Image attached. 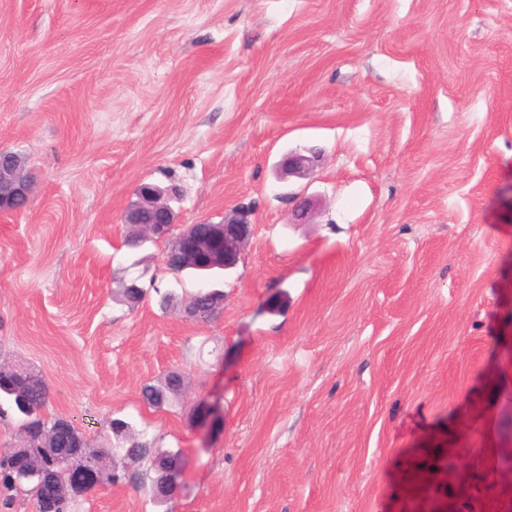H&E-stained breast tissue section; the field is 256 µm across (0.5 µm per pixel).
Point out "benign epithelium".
<instances>
[{
  "label": "benign epithelium",
  "instance_id": "7a95c632",
  "mask_svg": "<svg viewBox=\"0 0 512 512\" xmlns=\"http://www.w3.org/2000/svg\"><path fill=\"white\" fill-rule=\"evenodd\" d=\"M309 159L299 154H289L282 161L286 174L299 173L306 168ZM33 188L24 170L22 158L15 152L0 149V214L18 212L26 208L32 196ZM137 200L130 203L123 213V223L127 228H136L142 236L155 244L167 245L166 265L176 270L198 268L205 261L210 269L227 271L236 266L240 252L253 234L252 223L248 216L236 214L221 221L189 224L179 234H174L176 215L171 202L180 197L179 189L170 185L161 188L155 184L144 183L136 190ZM147 274L142 271L138 276L123 281L122 288L127 295L135 296L131 303L140 302L144 291L141 279ZM56 455H44L34 448L20 443L16 448L0 450V462L8 471L19 477H31L44 474L52 469L51 461ZM104 475L99 463L89 456L81 459V466L72 468L68 473L53 480H40L36 492L41 499H47L57 505L89 482H98Z\"/></svg>",
  "mask_w": 512,
  "mask_h": 512
}]
</instances>
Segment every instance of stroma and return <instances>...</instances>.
Wrapping results in <instances>:
<instances>
[{
    "instance_id": "obj_1",
    "label": "stroma",
    "mask_w": 512,
    "mask_h": 512,
    "mask_svg": "<svg viewBox=\"0 0 512 512\" xmlns=\"http://www.w3.org/2000/svg\"><path fill=\"white\" fill-rule=\"evenodd\" d=\"M1 147L34 193L0 215V359L91 446L121 419L186 460L167 506L69 512H512V0H0ZM142 183L180 226L247 212L236 267L130 256Z\"/></svg>"
}]
</instances>
